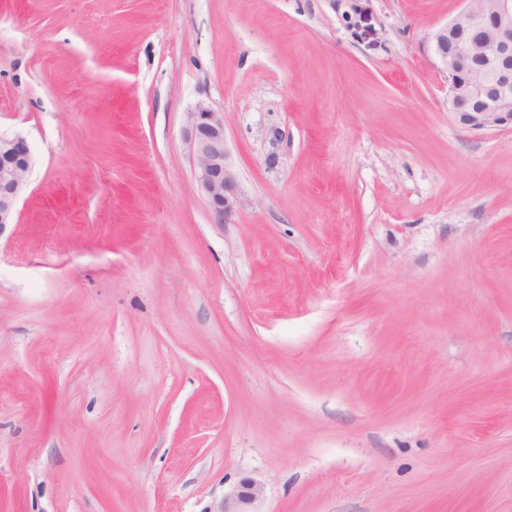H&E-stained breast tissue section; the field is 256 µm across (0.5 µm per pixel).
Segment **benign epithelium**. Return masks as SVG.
I'll return each mask as SVG.
<instances>
[{"label": "benign epithelium", "mask_w": 512, "mask_h": 512, "mask_svg": "<svg viewBox=\"0 0 512 512\" xmlns=\"http://www.w3.org/2000/svg\"><path fill=\"white\" fill-rule=\"evenodd\" d=\"M433 65L448 78L447 106L464 129L512 126V0H463L462 9L428 37ZM195 179L214 222L233 211L235 176L227 163L224 115L204 102L188 112ZM34 159L21 138L0 135V226L13 223ZM263 487L244 480L221 512H250Z\"/></svg>", "instance_id": "1"}]
</instances>
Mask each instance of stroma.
<instances>
[{"mask_svg":"<svg viewBox=\"0 0 512 512\" xmlns=\"http://www.w3.org/2000/svg\"><path fill=\"white\" fill-rule=\"evenodd\" d=\"M461 0H0V512H512V127ZM224 115L210 220L188 114ZM462 2L428 37L432 63L448 78V114L466 130L511 127L512 1ZM448 38L460 41L448 48ZM34 159L21 138L0 135V226L13 223ZM263 487L254 480H244L240 486L230 495L224 497V505L221 512H258L248 510L262 497Z\"/></svg>","mask_w":512,"mask_h":512,"instance_id":"1","label":"stroma"}]
</instances>
